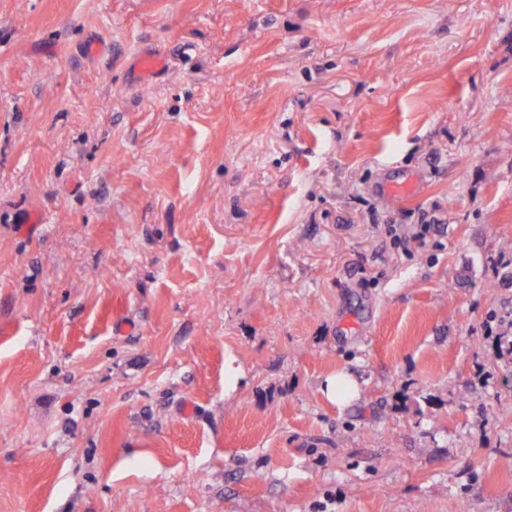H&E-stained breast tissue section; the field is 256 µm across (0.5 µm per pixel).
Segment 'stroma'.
<instances>
[{
    "label": "stroma",
    "instance_id": "stroma-1",
    "mask_svg": "<svg viewBox=\"0 0 512 512\" xmlns=\"http://www.w3.org/2000/svg\"><path fill=\"white\" fill-rule=\"evenodd\" d=\"M508 142L512 0H0V512H512ZM344 385L348 393L342 395L340 392V386ZM322 390L325 395L336 401L337 403H343L357 396L359 387L357 381L349 374L342 372L333 376H329L322 385Z\"/></svg>",
    "mask_w": 512,
    "mask_h": 512
}]
</instances>
